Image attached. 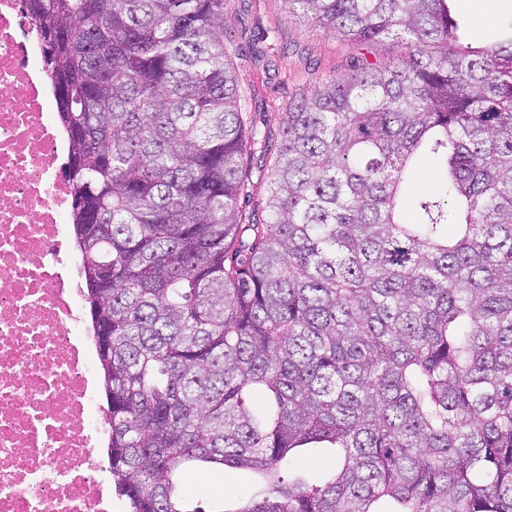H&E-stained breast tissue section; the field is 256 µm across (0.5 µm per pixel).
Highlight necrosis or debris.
<instances>
[{
    "mask_svg": "<svg viewBox=\"0 0 512 512\" xmlns=\"http://www.w3.org/2000/svg\"><path fill=\"white\" fill-rule=\"evenodd\" d=\"M38 22L0 0V512H111L110 424L82 317L64 135Z\"/></svg>",
    "mask_w": 512,
    "mask_h": 512,
    "instance_id": "obj_1",
    "label": "necrosis or debris"
}]
</instances>
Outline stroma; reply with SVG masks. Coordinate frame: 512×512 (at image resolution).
<instances>
[{
  "label": "stroma",
  "mask_w": 512,
  "mask_h": 512,
  "mask_svg": "<svg viewBox=\"0 0 512 512\" xmlns=\"http://www.w3.org/2000/svg\"><path fill=\"white\" fill-rule=\"evenodd\" d=\"M463 20V41L483 43L500 36L512 22V0H455ZM224 29L229 59L245 78L242 108L249 124L278 133L288 100L310 91L321 79L347 73L365 59L397 61L403 46L387 40L356 45L333 37L292 17L284 0H230ZM245 471L225 468L214 476L210 490L196 478L183 484L190 512H231L246 481Z\"/></svg>",
  "instance_id": "35a3bbf8"
}]
</instances>
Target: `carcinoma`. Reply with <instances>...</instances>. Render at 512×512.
<instances>
[{"instance_id":"obj_1","label":"carcinoma","mask_w":512,"mask_h":512,"mask_svg":"<svg viewBox=\"0 0 512 512\" xmlns=\"http://www.w3.org/2000/svg\"><path fill=\"white\" fill-rule=\"evenodd\" d=\"M229 0H23L69 149L71 219L126 512H512V34L452 0H285L406 49L288 101L259 218ZM444 169L409 195L417 159ZM329 448L321 476L298 459ZM455 12L464 21L461 38L465 42L483 43L499 37L512 17V0H456ZM201 476L211 477L217 484L210 490L203 491L197 486L198 477L188 478L183 483V492L190 510L197 508L205 512H216L236 507L238 495L246 481L245 471L225 467L224 471H218L215 475Z\"/></svg>"}]
</instances>
